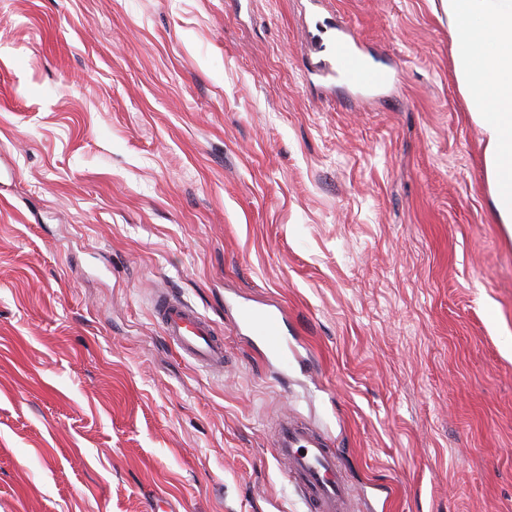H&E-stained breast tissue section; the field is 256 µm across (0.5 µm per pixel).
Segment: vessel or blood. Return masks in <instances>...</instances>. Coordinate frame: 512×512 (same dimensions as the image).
<instances>
[{
	"label": "vessel or blood",
	"mask_w": 512,
	"mask_h": 512,
	"mask_svg": "<svg viewBox=\"0 0 512 512\" xmlns=\"http://www.w3.org/2000/svg\"><path fill=\"white\" fill-rule=\"evenodd\" d=\"M311 36L318 75L328 82L342 81L364 91L385 88L389 71L369 64L348 40L345 29H334L330 19L316 21ZM155 315L163 333L180 354L200 366L224 361V338L215 326L193 307L167 294H159ZM282 311L245 306L240 324L263 344L280 363L288 361V339ZM273 454L288 465L287 477L302 494L308 512H347L349 485L336 467V455L315 431L291 420H283L273 444Z\"/></svg>",
	"instance_id": "obj_1"
}]
</instances>
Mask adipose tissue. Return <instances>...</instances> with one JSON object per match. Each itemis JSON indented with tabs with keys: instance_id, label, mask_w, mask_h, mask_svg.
<instances>
[{
	"instance_id": "ef3b65f1",
	"label": "adipose tissue",
	"mask_w": 512,
	"mask_h": 512,
	"mask_svg": "<svg viewBox=\"0 0 512 512\" xmlns=\"http://www.w3.org/2000/svg\"><path fill=\"white\" fill-rule=\"evenodd\" d=\"M454 76L483 134L485 179L497 223L512 231V0H440Z\"/></svg>"
}]
</instances>
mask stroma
Listing matches in <instances>:
<instances>
[{"label":"stroma","mask_w":512,"mask_h":512,"mask_svg":"<svg viewBox=\"0 0 512 512\" xmlns=\"http://www.w3.org/2000/svg\"><path fill=\"white\" fill-rule=\"evenodd\" d=\"M333 18L383 91L327 96ZM430 0H0V512H512V234ZM168 290L224 366L182 356ZM277 306L282 368L238 327ZM163 333L180 354L200 366L224 363V338L193 307L160 293L154 305ZM273 447L274 456L287 463V477L301 492L308 512L347 511L348 482L318 433L286 417Z\"/></svg>","instance_id":"35a3bbf8"}]
</instances>
